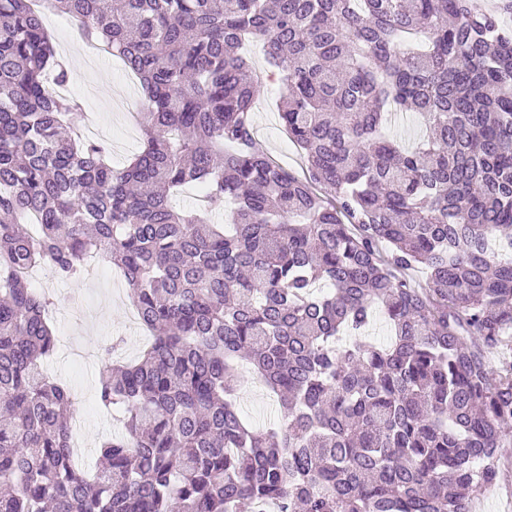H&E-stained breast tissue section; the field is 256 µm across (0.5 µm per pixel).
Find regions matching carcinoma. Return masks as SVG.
Returning <instances> with one entry per match:
<instances>
[{
  "label": "carcinoma",
  "instance_id": "obj_1",
  "mask_svg": "<svg viewBox=\"0 0 512 512\" xmlns=\"http://www.w3.org/2000/svg\"><path fill=\"white\" fill-rule=\"evenodd\" d=\"M147 102L124 167L74 133L44 13L0 0V512H472L512 444V0H45ZM263 45L299 176L252 135ZM426 134H384L400 116ZM201 186L209 211L177 209ZM112 263L153 342L107 362L126 433L76 468L27 271ZM422 269L417 287L409 272ZM390 340L362 333L375 309ZM246 360L276 394L264 431ZM243 379L238 388V403L244 417L257 429L278 423L281 411L275 398L250 376L251 365L240 364Z\"/></svg>",
  "mask_w": 512,
  "mask_h": 512
}]
</instances>
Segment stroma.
I'll use <instances>...</instances> for the list:
<instances>
[{"label":"stroma","mask_w":512,"mask_h":512,"mask_svg":"<svg viewBox=\"0 0 512 512\" xmlns=\"http://www.w3.org/2000/svg\"><path fill=\"white\" fill-rule=\"evenodd\" d=\"M59 54L80 52L70 65L69 90L81 108L77 125L91 131L102 142L112 164L123 165L139 149L142 133L127 101L142 103L138 80L125 73L119 59L81 53V36L72 21L55 12L45 15ZM280 85L263 80L253 106V135L263 149L289 169L301 171L302 162L284 130L277 102ZM30 285L49 296L53 304L49 322L57 338V347L44 361V371L77 398L76 429L86 449L78 462L89 467L97 459V449L106 437L121 432L123 422L97 403L99 374L105 364V352L115 348L118 357L136 359L151 340L150 332L134 318L128 298V286L112 265L102 263L99 275L85 274L79 279H58L49 269H35ZM251 367L242 364L243 379L238 388V403L253 427L264 429L279 422L278 403L250 377ZM502 467L497 488L475 500L473 512H512V447L501 451Z\"/></svg>","instance_id":"1"}]
</instances>
